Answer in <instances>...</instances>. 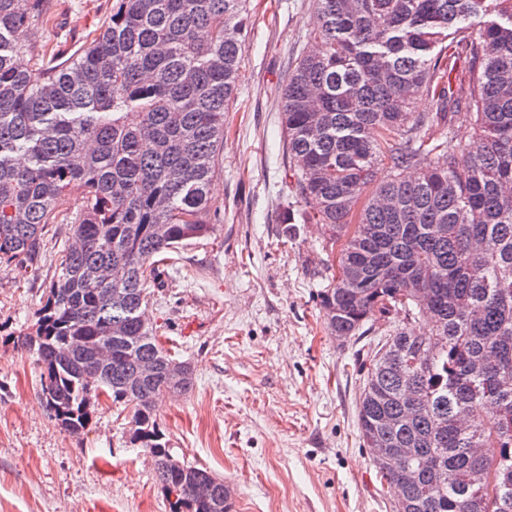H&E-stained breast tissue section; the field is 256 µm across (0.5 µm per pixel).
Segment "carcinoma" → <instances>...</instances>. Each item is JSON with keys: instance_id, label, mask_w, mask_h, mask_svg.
<instances>
[{"instance_id": "1", "label": "carcinoma", "mask_w": 512, "mask_h": 512, "mask_svg": "<svg viewBox=\"0 0 512 512\" xmlns=\"http://www.w3.org/2000/svg\"><path fill=\"white\" fill-rule=\"evenodd\" d=\"M313 5L312 48L282 90L308 208L283 221L343 242L318 293L331 335L393 323L369 359L360 438L413 452L409 475L377 469L404 512H512V0ZM248 15V0H112L99 33L35 73L15 57L45 22L40 0H0V260L28 270L50 224L74 238L17 346L65 431L82 434L102 394L132 406L131 440L177 512H228L224 481L167 448L154 402L189 394L193 370L141 309L159 266L213 233L209 186ZM422 94L436 111H413ZM462 109L465 147L450 136ZM380 163L392 177L377 183ZM422 317L432 328L416 335Z\"/></svg>"}]
</instances>
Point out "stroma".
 <instances>
[{
    "instance_id": "1",
    "label": "stroma",
    "mask_w": 512,
    "mask_h": 512,
    "mask_svg": "<svg viewBox=\"0 0 512 512\" xmlns=\"http://www.w3.org/2000/svg\"><path fill=\"white\" fill-rule=\"evenodd\" d=\"M49 15L22 53L56 64L76 52L112 0H45ZM313 0H250L245 52L215 160V230L182 246L149 292L161 345L195 385L155 407L172 455L235 487L232 512H392L359 436L366 339L339 341L317 293L337 254L317 224L285 225L300 206L288 167L281 94L309 49ZM50 225L35 273L0 263V512H172L154 458L131 441L132 410L101 398L81 436L41 398V370L13 342L32 329L58 256Z\"/></svg>"
}]
</instances>
